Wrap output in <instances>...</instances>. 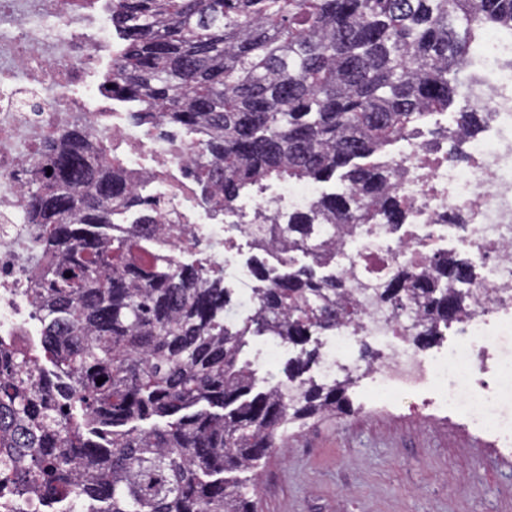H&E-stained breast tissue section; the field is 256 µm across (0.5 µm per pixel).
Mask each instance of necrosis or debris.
Masks as SVG:
<instances>
[{"label":"necrosis or debris","mask_w":512,"mask_h":512,"mask_svg":"<svg viewBox=\"0 0 512 512\" xmlns=\"http://www.w3.org/2000/svg\"><path fill=\"white\" fill-rule=\"evenodd\" d=\"M112 0H0V335L38 336L35 288L37 227L25 223L31 170L66 126L82 128L104 145L132 188L155 203L157 235L165 249L209 253V264L231 276L242 311L252 305L248 270L237 245L250 227L286 223L307 211L324 190L312 180H284L269 193L238 199L227 221L198 203L191 160L199 136L147 125L132 113L104 106L100 62L112 55ZM465 99L480 111L473 134L449 126L429 149L423 136L403 138L389 157L398 165L401 224L319 227L330 238L333 264L361 305L355 323L337 326L320 358L327 381L366 375L369 397L393 402L430 390L435 405L460 414L488 433L496 447H512V27L487 35L460 64ZM469 259L476 278L448 347L428 357L410 338L421 313L415 303L395 314L373 303L368 286L388 281L398 266L429 270L433 257ZM397 344L371 367L352 355L359 341Z\"/></svg>","instance_id":"4bbe7bcc"}]
</instances>
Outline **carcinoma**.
<instances>
[{
  "label": "carcinoma",
  "mask_w": 512,
  "mask_h": 512,
  "mask_svg": "<svg viewBox=\"0 0 512 512\" xmlns=\"http://www.w3.org/2000/svg\"><path fill=\"white\" fill-rule=\"evenodd\" d=\"M112 23L122 45L107 96L202 138L190 175L215 212L263 180L342 189L254 236L256 250L279 242L312 265L256 262L253 310L233 322L221 273L160 250L150 200L80 127L61 133L26 199L45 265L44 356L0 336V503L74 493L97 512H259L245 489L276 440L350 410V382L306 376L312 336L359 310L343 278L316 273L330 256L308 245L315 225L403 223L380 157L463 98L457 67L478 30L512 26V0H117ZM132 210L121 235L114 217ZM473 279L465 260L401 267L377 300L417 302L425 347L469 298L448 284ZM264 336L298 349L283 379L258 378L248 357Z\"/></svg>",
  "instance_id": "cac0c4a2"
}]
</instances>
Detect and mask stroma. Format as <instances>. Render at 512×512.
Instances as JSON below:
<instances>
[{
    "instance_id": "35a3bbf8",
    "label": "stroma",
    "mask_w": 512,
    "mask_h": 512,
    "mask_svg": "<svg viewBox=\"0 0 512 512\" xmlns=\"http://www.w3.org/2000/svg\"><path fill=\"white\" fill-rule=\"evenodd\" d=\"M310 420L246 492L261 512H512V450L437 409L370 404Z\"/></svg>"
}]
</instances>
